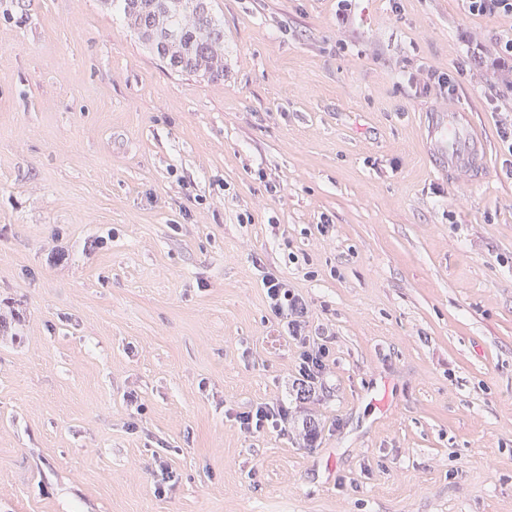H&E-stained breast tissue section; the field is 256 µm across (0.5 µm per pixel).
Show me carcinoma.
Returning a JSON list of instances; mask_svg holds the SVG:
<instances>
[{"instance_id":"cac0c4a2","label":"carcinoma","mask_w":512,"mask_h":512,"mask_svg":"<svg viewBox=\"0 0 512 512\" xmlns=\"http://www.w3.org/2000/svg\"><path fill=\"white\" fill-rule=\"evenodd\" d=\"M170 69L211 81L224 78V25L211 0H107Z\"/></svg>"}]
</instances>
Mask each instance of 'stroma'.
<instances>
[{"mask_svg": "<svg viewBox=\"0 0 512 512\" xmlns=\"http://www.w3.org/2000/svg\"><path fill=\"white\" fill-rule=\"evenodd\" d=\"M340 7L212 0L207 82L102 0H0V512H512V91L453 70L512 16ZM448 73L478 188L426 143ZM269 273L329 349L312 448L236 419L297 377Z\"/></svg>", "mask_w": 512, "mask_h": 512, "instance_id": "stroma-1", "label": "stroma"}]
</instances>
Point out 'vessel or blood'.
Masks as SVG:
<instances>
[{
    "label": "vessel or blood",
    "instance_id": "obj_1",
    "mask_svg": "<svg viewBox=\"0 0 512 512\" xmlns=\"http://www.w3.org/2000/svg\"><path fill=\"white\" fill-rule=\"evenodd\" d=\"M442 123L431 125L430 139L447 142L448 179L462 186L476 185L487 177V142L474 126L467 111L455 104H441Z\"/></svg>",
    "mask_w": 512,
    "mask_h": 512
}]
</instances>
